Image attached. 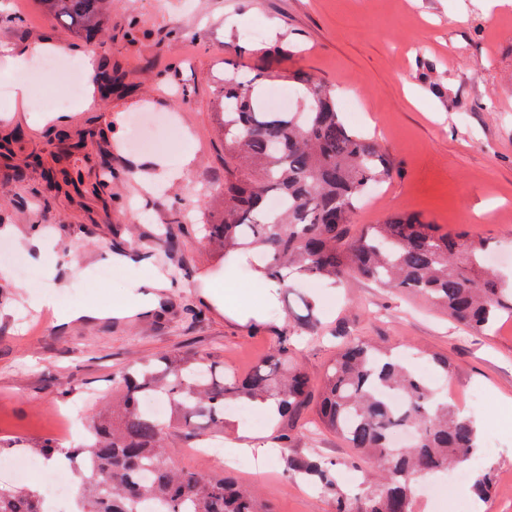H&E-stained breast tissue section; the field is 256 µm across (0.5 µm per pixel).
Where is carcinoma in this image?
<instances>
[{"label": "carcinoma", "instance_id": "carcinoma-1", "mask_svg": "<svg viewBox=\"0 0 512 512\" xmlns=\"http://www.w3.org/2000/svg\"><path fill=\"white\" fill-rule=\"evenodd\" d=\"M67 31L97 35L111 0H38ZM303 86L295 112H270L257 100L255 74L224 79L219 130L224 137V213L207 225L224 252L252 249L259 271L288 282L364 278L392 292L414 293L443 310L469 333L492 329L512 314V287L486 265L492 243L465 231H443L416 214H393L355 230L357 204L374 184L392 175L380 145L348 128L336 110V93L311 76L284 73ZM285 200L276 212L274 197ZM284 337L265 363L241 377H213L197 355H163L115 375L117 395L98 415L94 431L78 448L54 443L29 448L43 458L65 454L79 493L74 512H138L146 498L164 512H270L229 474L209 475L171 462L173 432L200 439L224 432V409L259 397L279 400V416L295 419L315 410L322 429L344 440L374 468L358 494L336 483V464L318 455L288 458L291 474L334 497V512H413L417 480L441 477L479 448L473 421L428 386L410 361L369 341L351 340L324 369L319 393L309 374L288 370L277 389L272 376L288 362ZM397 393L403 404L393 405ZM163 397L169 415L159 418L143 402ZM400 430L414 433L407 448L391 446ZM471 490L485 498L489 470L471 472ZM41 493L0 484V512H42Z\"/></svg>", "mask_w": 512, "mask_h": 512}]
</instances>
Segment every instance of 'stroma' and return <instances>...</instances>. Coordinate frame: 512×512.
<instances>
[{
  "mask_svg": "<svg viewBox=\"0 0 512 512\" xmlns=\"http://www.w3.org/2000/svg\"><path fill=\"white\" fill-rule=\"evenodd\" d=\"M42 41L63 44L68 57L89 48L111 59L115 84L93 111L65 122L82 143L72 154L53 138V122L31 124L21 111L0 119V140L23 132L10 158L0 157V243L40 275L35 289L0 275V438L58 440L53 409L82 399L80 416L90 420L113 374L136 361L193 353L244 376L286 335L296 344L290 363L316 381L345 340L366 337L447 357L464 414L493 443L486 512H512V316L473 336L424 300L360 279L317 288L296 280L268 305L253 263L225 279L224 252L205 230L224 210L216 112L225 78L303 71L335 89L347 125L393 163L355 224L416 212L441 229L481 234L493 243L489 264L511 281L512 9L487 0H112L88 45L38 0H0V47ZM145 109L173 115L183 139L162 151L132 146V120ZM104 160L112 175L98 196L47 183L63 168L94 182ZM185 197L200 208L184 209ZM106 265L111 279L79 281ZM41 292L55 305L29 321ZM93 306L110 317L58 321ZM260 307L266 315L251 317ZM235 308L248 320L232 316ZM309 313L313 331L302 326ZM294 450L334 461L346 492L363 478L333 434L301 437ZM255 463L237 478L271 512H332L330 496L287 472L283 450Z\"/></svg>",
  "mask_w": 512,
  "mask_h": 512,
  "instance_id": "1",
  "label": "stroma"
}]
</instances>
